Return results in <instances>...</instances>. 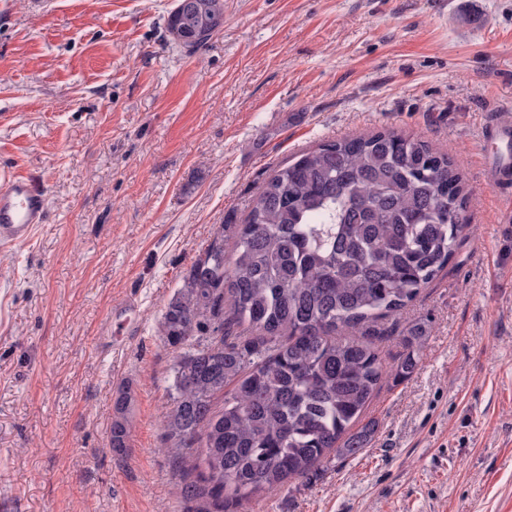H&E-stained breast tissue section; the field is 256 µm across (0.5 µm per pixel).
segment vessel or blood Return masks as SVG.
I'll return each mask as SVG.
<instances>
[{
    "mask_svg": "<svg viewBox=\"0 0 512 512\" xmlns=\"http://www.w3.org/2000/svg\"><path fill=\"white\" fill-rule=\"evenodd\" d=\"M46 219V197L33 176L0 174V248L26 243Z\"/></svg>",
    "mask_w": 512,
    "mask_h": 512,
    "instance_id": "1",
    "label": "vessel or blood"
}]
</instances>
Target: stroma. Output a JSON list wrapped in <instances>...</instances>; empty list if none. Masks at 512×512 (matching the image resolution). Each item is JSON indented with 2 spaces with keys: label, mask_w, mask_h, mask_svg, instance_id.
<instances>
[{
  "label": "stroma",
  "mask_w": 512,
  "mask_h": 512,
  "mask_svg": "<svg viewBox=\"0 0 512 512\" xmlns=\"http://www.w3.org/2000/svg\"><path fill=\"white\" fill-rule=\"evenodd\" d=\"M174 0H0V171L48 212L0 249V505L188 512L163 439L165 308L303 151L392 131L471 191L455 259L396 319L368 447L242 512H512V0H224L195 51ZM138 331L114 344L106 329ZM425 323L415 372L392 370ZM129 448L109 446L119 387Z\"/></svg>",
  "instance_id": "stroma-1"
}]
</instances>
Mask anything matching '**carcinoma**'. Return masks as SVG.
I'll return each mask as SVG.
<instances>
[{
    "label": "carcinoma",
    "instance_id": "1",
    "mask_svg": "<svg viewBox=\"0 0 512 512\" xmlns=\"http://www.w3.org/2000/svg\"><path fill=\"white\" fill-rule=\"evenodd\" d=\"M223 20L224 0H176L167 29L194 49ZM468 202L447 156L377 132L325 142L277 169L235 225L231 258L217 233L160 323L178 350L164 438L181 470L180 497L204 502L193 512H232L332 450L349 458L368 446L374 424L353 428L385 374L378 323L455 258ZM234 324L257 336L228 340L224 328ZM426 337L421 324L408 330L396 376L415 371ZM231 381L216 408L212 396ZM131 401L127 390L113 401L118 455L128 448Z\"/></svg>",
    "mask_w": 512,
    "mask_h": 512
}]
</instances>
